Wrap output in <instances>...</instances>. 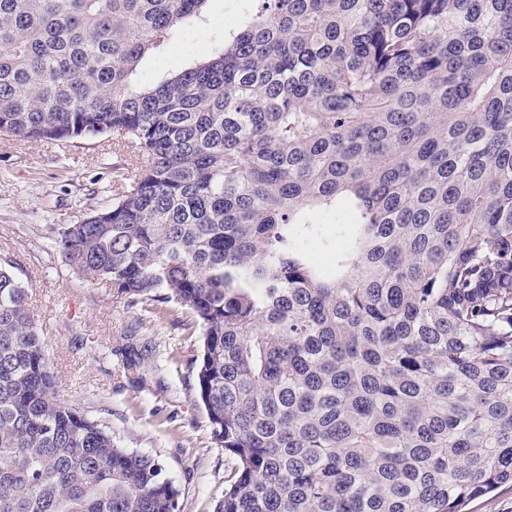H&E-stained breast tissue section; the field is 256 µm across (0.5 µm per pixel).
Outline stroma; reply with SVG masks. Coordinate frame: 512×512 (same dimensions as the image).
<instances>
[{
  "instance_id": "obj_1",
  "label": "stroma",
  "mask_w": 512,
  "mask_h": 512,
  "mask_svg": "<svg viewBox=\"0 0 512 512\" xmlns=\"http://www.w3.org/2000/svg\"><path fill=\"white\" fill-rule=\"evenodd\" d=\"M251 4L212 0L205 20L186 29L181 51L143 60L142 80L203 54ZM134 164L113 135L63 142L0 133V266L28 291L59 398L110 429L120 446L158 458L180 491V512H214L231 465L212 446L195 398L198 332L189 315L131 305L110 284L77 278L54 243L56 228L121 197L119 174ZM126 354L136 370L124 369Z\"/></svg>"
}]
</instances>
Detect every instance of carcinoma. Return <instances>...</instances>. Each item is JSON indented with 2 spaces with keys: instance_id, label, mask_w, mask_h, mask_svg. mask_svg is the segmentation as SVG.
Instances as JSON below:
<instances>
[{
  "instance_id": "cac0c4a2",
  "label": "carcinoma",
  "mask_w": 512,
  "mask_h": 512,
  "mask_svg": "<svg viewBox=\"0 0 512 512\" xmlns=\"http://www.w3.org/2000/svg\"><path fill=\"white\" fill-rule=\"evenodd\" d=\"M208 2L0 0V132L112 133L139 159L57 229L64 262L199 328L232 464L215 512H467L512 485V0H255L208 57L140 81ZM179 496L58 399L0 267V512Z\"/></svg>"
}]
</instances>
